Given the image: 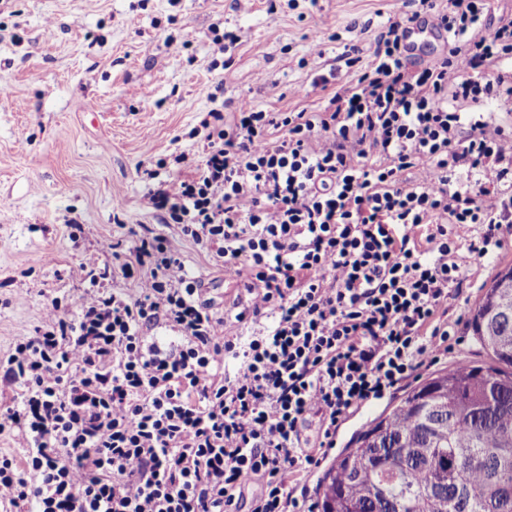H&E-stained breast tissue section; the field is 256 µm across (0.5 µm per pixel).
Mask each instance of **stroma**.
Returning <instances> with one entry per match:
<instances>
[{
	"label": "stroma",
	"instance_id": "stroma-1",
	"mask_svg": "<svg viewBox=\"0 0 512 512\" xmlns=\"http://www.w3.org/2000/svg\"><path fill=\"white\" fill-rule=\"evenodd\" d=\"M389 9L388 0H0V357L17 336L35 335L52 298L81 294L73 266H111L109 243L130 246L136 231L164 235L216 311L232 310L241 286L148 208L143 170L177 150L203 160L207 148L190 130L241 101L266 112L324 108L365 64L323 90L313 79L344 48L368 44ZM218 33L234 44L219 50ZM510 263L512 229L478 274L450 286L451 347L440 367L486 362L467 320L484 283ZM398 398L350 414L336 452Z\"/></svg>",
	"mask_w": 512,
	"mask_h": 512
}]
</instances>
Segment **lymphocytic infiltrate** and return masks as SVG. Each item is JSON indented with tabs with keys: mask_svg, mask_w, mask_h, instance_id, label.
<instances>
[{
	"mask_svg": "<svg viewBox=\"0 0 512 512\" xmlns=\"http://www.w3.org/2000/svg\"><path fill=\"white\" fill-rule=\"evenodd\" d=\"M418 2L392 0L373 43L337 55L367 70L324 109L242 102L230 122H203L202 163L179 154L181 175L148 171L161 222L247 299L217 315L152 232L112 267H72L74 318L52 300L43 329L0 359L21 389L0 434L25 446L0 452V512H239L251 484L249 512H316L303 480L339 423L447 355L448 288L512 224V22L487 30L485 0ZM420 17L448 50L416 69L401 32ZM487 101L496 112L478 111ZM452 224L483 231L463 249ZM118 277L137 296L107 289ZM231 322L241 335L225 337Z\"/></svg>",
	"mask_w": 512,
	"mask_h": 512,
	"instance_id": "1",
	"label": "lymphocytic infiltrate"
}]
</instances>
